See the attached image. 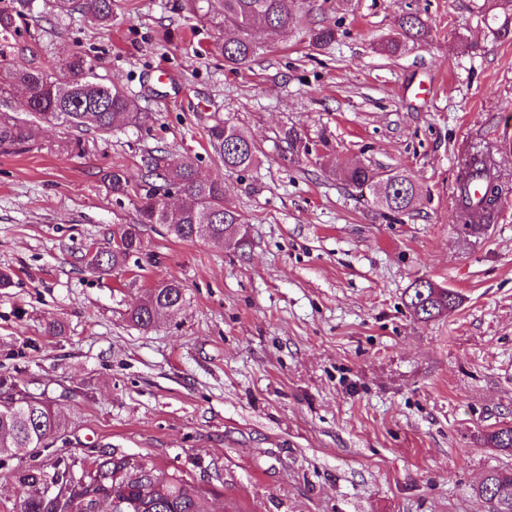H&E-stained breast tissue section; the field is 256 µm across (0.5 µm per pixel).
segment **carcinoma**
I'll return each instance as SVG.
<instances>
[{
    "label": "carcinoma",
    "instance_id": "1",
    "mask_svg": "<svg viewBox=\"0 0 512 512\" xmlns=\"http://www.w3.org/2000/svg\"><path fill=\"white\" fill-rule=\"evenodd\" d=\"M62 13L78 12L112 25L121 9L118 0H55ZM210 0H187L195 16L227 31L220 46L224 66L231 70L249 63L260 50L255 32L288 30L304 24L297 0H219L220 10L206 7ZM32 9V0H7L0 8V27H12ZM397 36L380 44L379 51L396 56L408 44L427 39L429 28L419 11H410L397 19ZM309 42L316 48L336 42V28L323 25L307 30ZM29 104V114L45 123L67 124L80 130L108 132L127 124L140 126L149 119V110L139 107L117 87L96 80L93 66L80 52L58 62L55 70L10 67L0 81V149L8 152L26 147L30 127L12 113V99ZM209 145L224 164V169L246 171L258 161L260 150L247 133L229 119H218L207 130ZM465 173L457 179V206L472 218H489L501 204V197L490 199L486 192L475 193V183L483 180L486 189L494 183V163L476 152L466 156ZM108 179L115 194H128L137 188L138 219L120 224L116 239L107 250L95 252L89 264L107 271L130 255L141 251L143 228L164 224L181 240L222 241L247 236L245 219L224 203V182L198 176L194 159H169L165 154L148 152L142 160L140 181L131 179L117 166ZM350 186L368 191L372 202L390 213L411 211L419 198L418 189L405 171L383 174L359 165L344 171ZM459 301L456 292L442 287L434 291L429 280H417L406 291L407 307L414 318L430 320L448 312V295ZM184 301V286L177 280L161 281L149 287L145 298L129 312L130 321L148 330L162 317L179 309ZM491 448L506 452L512 447V425L504 424L484 434ZM70 444L61 416L42 397L14 389L10 377L0 374V458L15 448H50L56 443ZM17 482L25 496L16 512H90L88 494L115 496L127 501L122 512H208L211 492L189 481L181 471L162 467L145 458L131 460L113 453L102 455L93 467L75 477L67 466L55 465L49 474L40 467L18 472ZM475 493L491 504L492 512H512V471L489 472Z\"/></svg>",
    "mask_w": 512,
    "mask_h": 512
}]
</instances>
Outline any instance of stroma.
<instances>
[{
  "mask_svg": "<svg viewBox=\"0 0 512 512\" xmlns=\"http://www.w3.org/2000/svg\"><path fill=\"white\" fill-rule=\"evenodd\" d=\"M109 27L35 0L0 30V65L47 69L73 51L100 82L149 107L106 134L32 123L0 151V374L43 394L66 423L63 452L0 459V512L17 470L74 476L111 446L178 468L218 492L211 512H488L473 492L512 454L482 436L512 424V40L494 38L504 0H304L306 27L336 26L325 49L297 30L258 32L241 69L208 50L219 32L185 0H123ZM418 10L427 42L389 58L379 42ZM261 147L225 170L214 118ZM296 130L308 152L281 138ZM493 155L503 213L462 231L454 188L468 150ZM161 149L224 182L248 241H183L144 229L141 252L106 273L87 257L133 223L137 192L113 195V167L137 174ZM407 171L416 208L382 214L343 168ZM175 279L181 308L142 330L129 310ZM428 279L459 293L446 316L414 319L405 292ZM62 327L48 335L49 324Z\"/></svg>",
  "mask_w": 512,
  "mask_h": 512,
  "instance_id": "obj_1",
  "label": "stroma"
}]
</instances>
